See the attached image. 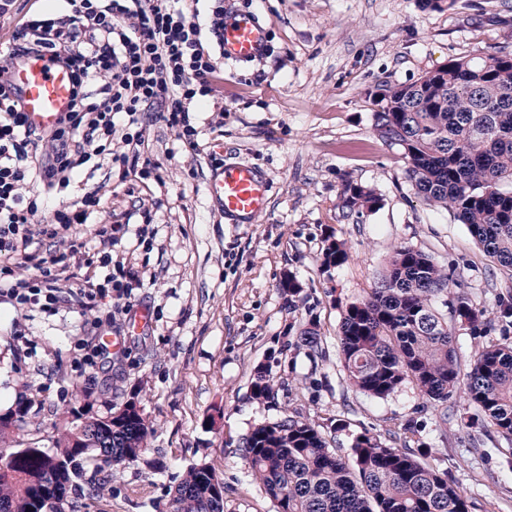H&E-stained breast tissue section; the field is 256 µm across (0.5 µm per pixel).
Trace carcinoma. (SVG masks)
<instances>
[{
    "label": "carcinoma",
    "mask_w": 512,
    "mask_h": 512,
    "mask_svg": "<svg viewBox=\"0 0 512 512\" xmlns=\"http://www.w3.org/2000/svg\"><path fill=\"white\" fill-rule=\"evenodd\" d=\"M375 106L373 132L402 151L407 178L430 205L452 212L485 254L512 269V50H477L425 72L412 83L381 82L369 91ZM339 208L346 219L371 212L381 199L370 187L342 180ZM349 260L345 244L331 241L323 265ZM455 269L439 266L407 246L397 248L377 286L341 318V364L359 391L386 398L405 382L428 401L448 402L461 391L501 435L512 439V341L484 347L461 371L453 346V323L473 339L512 334V291L477 309L460 294ZM451 296L445 319L436 295ZM252 397H275L266 369L255 370ZM0 419V444L12 443L25 423ZM417 422L388 433L395 448L377 435L354 438L349 458L327 448L319 426L284 417L245 435L242 459L277 505V512H469L470 505L440 468V458L410 446ZM104 431L91 417L82 434L68 426L49 453L15 445L0 467V512H40V490L55 483L70 493V512H85L101 499L112 472L147 449L150 428L138 414L112 424V444L83 452L81 438ZM167 512H224V481L210 463L191 466L176 486Z\"/></svg>",
    "instance_id": "carcinoma-1"
}]
</instances>
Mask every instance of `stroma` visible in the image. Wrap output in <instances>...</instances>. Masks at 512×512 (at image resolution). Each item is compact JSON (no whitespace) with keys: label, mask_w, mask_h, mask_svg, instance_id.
Segmentation results:
<instances>
[{"label":"stroma","mask_w":512,"mask_h":512,"mask_svg":"<svg viewBox=\"0 0 512 512\" xmlns=\"http://www.w3.org/2000/svg\"><path fill=\"white\" fill-rule=\"evenodd\" d=\"M469 2L424 10L419 0H224L259 16L269 47L248 63L217 59L223 80L196 114L203 151H186L153 120L144 152L156 179L120 181L110 156H99L102 212L44 246L59 255L83 242L93 265L69 262L81 278L102 277L99 259L111 252L140 281L128 311H112L108 297L86 313L20 311L0 300V413L30 401L22 443L51 450L73 417L103 416L132 398L142 406L146 454L121 468L88 512H166L186 468L200 462L224 478V512H276L239 445L287 415L319 425L342 454L360 434L421 420L417 445L442 457L471 512H512V440L470 425L476 407L460 394L442 405L410 382L384 399L356 390L338 341L346 307L367 296L401 246L454 267L475 308H491L512 285V269L492 262L464 224L417 197L400 150L372 129L367 91L377 83H410L473 49L512 46V0ZM237 161L271 186L270 207L252 224L228 223L207 194L210 172ZM345 175L374 188L380 206L343 218ZM101 223L117 228L111 247L96 233ZM332 238L350 258L326 268ZM290 277L300 286L293 296ZM143 308L151 323L138 332L133 316ZM308 328L318 350L297 343ZM107 336L122 347L101 366L92 353ZM261 366L275 381L271 402L251 396Z\"/></svg>","instance_id":"stroma-1"}]
</instances>
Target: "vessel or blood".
<instances>
[{"label":"vessel or blood","mask_w":512,"mask_h":512,"mask_svg":"<svg viewBox=\"0 0 512 512\" xmlns=\"http://www.w3.org/2000/svg\"><path fill=\"white\" fill-rule=\"evenodd\" d=\"M266 47L267 29L254 13L226 14L219 44L225 61L257 58ZM12 83L29 122L38 128L53 129L70 107L71 72L48 57L23 58L14 70ZM207 190L225 220L232 224L254 223L269 207V181L249 163L232 162L212 171Z\"/></svg>","instance_id":"b4317fda"}]
</instances>
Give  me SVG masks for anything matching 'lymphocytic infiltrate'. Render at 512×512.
<instances>
[{"instance_id": "lymphocytic-infiltrate-1", "label": "lymphocytic infiltrate", "mask_w": 512, "mask_h": 512, "mask_svg": "<svg viewBox=\"0 0 512 512\" xmlns=\"http://www.w3.org/2000/svg\"><path fill=\"white\" fill-rule=\"evenodd\" d=\"M65 2V13L19 23L0 43V299L21 310L62 303L89 310L109 295L130 299L124 267L66 285L58 257L40 258L25 274L19 261L41 237L87 223L102 209L100 187L65 195L76 173L92 171L95 157L112 155L123 176L150 179L152 169L141 161L145 113L165 122L185 149L198 150L192 112L215 79L199 0ZM43 52L74 77L70 110L50 130L29 124L10 81L24 56ZM116 140L123 146L117 154Z\"/></svg>"}]
</instances>
